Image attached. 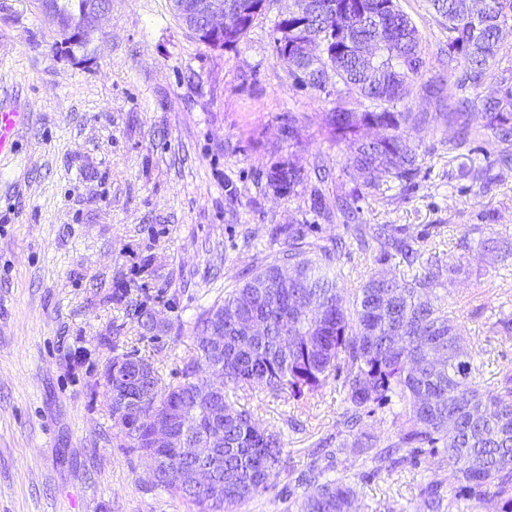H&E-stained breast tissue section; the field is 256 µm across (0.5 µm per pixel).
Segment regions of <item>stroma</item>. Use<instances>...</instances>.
Wrapping results in <instances>:
<instances>
[{
    "label": "stroma",
    "mask_w": 512,
    "mask_h": 512,
    "mask_svg": "<svg viewBox=\"0 0 512 512\" xmlns=\"http://www.w3.org/2000/svg\"><path fill=\"white\" fill-rule=\"evenodd\" d=\"M424 37L426 70L439 73L448 37L427 0H400ZM276 11L232 49L199 41L170 0H112L107 35L82 56L65 54L36 0H0V106L25 112L16 153L0 158V512H192L155 484L140 453L124 447L104 371L136 352L163 384L179 381L194 354L198 317L239 278L269 262L276 224L308 225L331 251L342 288L368 272L400 275V257L359 250L354 224L406 228L423 258L461 259L448 309L480 353L484 385L512 371V258L463 247L465 231L493 225L512 238V170L486 138L450 151V125L425 136L414 183L365 190L329 141L318 115L323 93L294 85L274 49ZM512 76V30L503 32L495 76L481 102ZM298 118L299 162L325 165V180L275 196L266 175ZM489 178L462 177L469 161ZM345 197L354 222L313 205ZM143 312L167 324L144 337ZM276 432L285 465L267 494L235 512H287L311 462L339 476L354 449L337 451L344 410L336 380L296 402L261 387L241 399ZM456 488L452 468L423 454L417 465L356 479L360 512H415L426 485Z\"/></svg>",
    "instance_id": "35a3bbf8"
}]
</instances>
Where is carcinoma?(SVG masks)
I'll list each match as a JSON object with an SVG mask.
<instances>
[{"mask_svg":"<svg viewBox=\"0 0 512 512\" xmlns=\"http://www.w3.org/2000/svg\"><path fill=\"white\" fill-rule=\"evenodd\" d=\"M428 2L448 31V57L446 69L426 80L422 35L398 5L383 23L371 12L359 15L345 37L339 33V14L331 21L318 13L304 28L288 33L290 43L318 35L330 39L328 65L335 71L336 84L344 87L342 92L323 88L317 67L305 75L298 73L301 63L293 53L280 58L301 88L330 96L324 127L336 144L345 147L354 176L373 192L389 182L414 181L422 158L410 133L421 139L437 126L438 115L409 112L398 105L417 89L439 98L451 81L460 88L483 86L501 50L500 30L512 25V0ZM264 15L253 13L246 25L225 34L224 47H236ZM348 39L383 43L377 67L384 82L377 83L365 73ZM468 106V98L462 97L455 111L446 113L458 124L449 149L458 150L485 131L495 146L497 162L512 169V83L483 100L481 129L463 121ZM307 180L293 152L279 157L267 175L268 186L288 196L304 188ZM306 228L305 224L277 228L279 250L273 261L257 268L227 292L222 303L198 317L196 356L186 364L182 381L162 388L157 369L151 368L145 384L153 393L136 407L134 425L117 422L126 447L153 452L148 441L152 420L159 412L173 411V428L183 436L184 447L164 449L176 472L161 475L158 483L197 512H225L268 492L283 455L280 436L261 428L238 405V392L259 386L274 395L307 401L334 375L342 379L346 391L345 430L336 435V448L357 449V456L371 464L369 475L379 477L412 465L426 450L452 467L459 490L445 494L436 485L427 486L418 512H469L488 501L499 503V512H512V373L492 387L483 386V363L461 326L448 315L445 299L436 293L442 274L453 275L459 265L435 260L421 272L399 277L374 271L347 296L338 286L341 273L318 265L320 260L331 261V255L307 241ZM470 232L480 235L483 250L502 259L512 256V240L494 237L492 225L476 224ZM371 240L382 254H399L413 268L417 251L404 229L382 224ZM313 254L320 260L311 258ZM285 266L294 271L286 286L280 279ZM312 304L318 315L295 316V308ZM242 313L261 320L266 334L241 335L236 318ZM218 324L224 327V349L217 354L205 336ZM131 359L127 353L113 356L105 379L126 373ZM216 368L224 370V393L205 395L201 389L205 375ZM394 398L402 406L396 416L398 432L382 445L362 430L361 422L370 406ZM212 403L223 408L217 420L209 413ZM214 428L224 431L215 470V481L224 487L220 500L213 498L212 488L190 492L176 477L196 464L192 448ZM359 477L353 461L345 466L344 476L333 480L314 464L302 476L309 492L294 500L289 510L357 512L352 480Z\"/></svg>","mask_w":512,"mask_h":512,"instance_id":"1","label":"carcinoma"}]
</instances>
